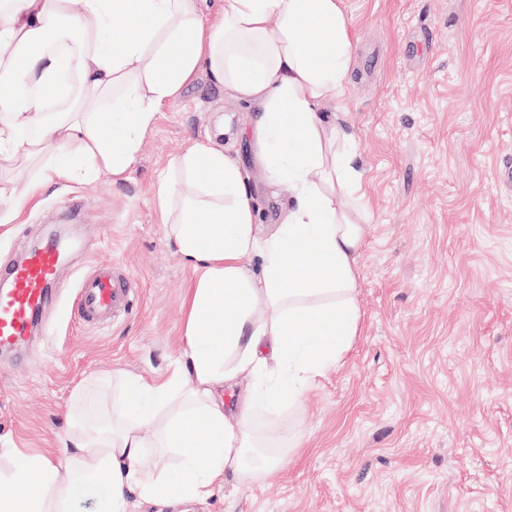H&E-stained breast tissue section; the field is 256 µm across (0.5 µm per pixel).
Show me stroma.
Instances as JSON below:
<instances>
[{
    "mask_svg": "<svg viewBox=\"0 0 512 512\" xmlns=\"http://www.w3.org/2000/svg\"><path fill=\"white\" fill-rule=\"evenodd\" d=\"M354 42L333 106L364 172L367 246L361 324L344 361L302 405L258 410L282 468L236 494L129 512H512V0H340ZM257 107L206 70L160 112L122 179L46 186L0 223V263L52 230L89 240L65 267L44 330L0 354V448L48 452L112 376L163 374L183 345L194 267L167 238L157 205L169 162L212 144L248 174L260 234L290 189L256 165ZM78 202L70 216L63 202ZM133 272L129 313L103 328L71 317L79 272Z\"/></svg>",
    "mask_w": 512,
    "mask_h": 512,
    "instance_id": "35a3bbf8",
    "label": "stroma"
}]
</instances>
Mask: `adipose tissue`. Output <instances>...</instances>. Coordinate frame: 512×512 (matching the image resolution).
<instances>
[{"label": "adipose tissue", "instance_id": "obj_1", "mask_svg": "<svg viewBox=\"0 0 512 512\" xmlns=\"http://www.w3.org/2000/svg\"><path fill=\"white\" fill-rule=\"evenodd\" d=\"M338 0H11L0 13V165L39 161L24 188L0 180V223L49 182L122 177L161 109L207 64L235 99L258 105L251 134L270 182L292 189L260 237L248 177L206 143L173 159L157 188L168 235L197 277L180 358L161 377L120 376L112 415L73 428L57 465L20 448L0 466V512H128L130 498L177 505L245 486L282 466L254 412L297 405L339 365L358 331L365 227L356 151L329 105L349 77ZM33 90L17 104L16 81ZM261 257L260 272L250 262ZM240 387L234 407L224 388ZM179 449L177 465L165 464Z\"/></svg>", "mask_w": 512, "mask_h": 512}]
</instances>
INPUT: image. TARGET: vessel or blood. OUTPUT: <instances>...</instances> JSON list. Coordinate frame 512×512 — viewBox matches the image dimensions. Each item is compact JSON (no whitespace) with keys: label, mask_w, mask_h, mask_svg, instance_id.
<instances>
[{"label":"vessel or blood","mask_w":512,"mask_h":512,"mask_svg":"<svg viewBox=\"0 0 512 512\" xmlns=\"http://www.w3.org/2000/svg\"><path fill=\"white\" fill-rule=\"evenodd\" d=\"M67 256L66 245L49 239L29 250L22 261L0 266L1 352H16L27 344L59 286ZM133 291L132 279L112 264H94L78 280L73 318L88 328L113 322L127 312Z\"/></svg>","instance_id":"b4317fda"}]
</instances>
